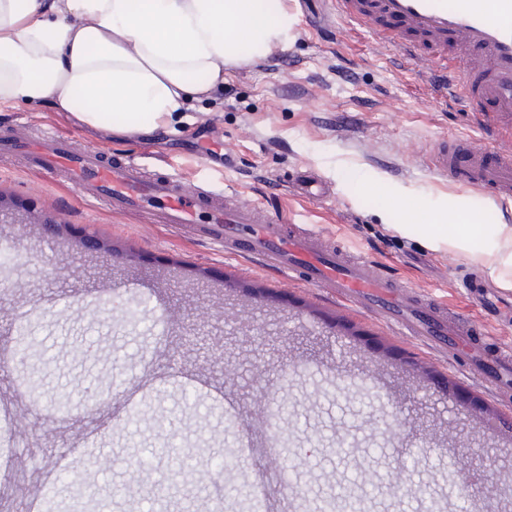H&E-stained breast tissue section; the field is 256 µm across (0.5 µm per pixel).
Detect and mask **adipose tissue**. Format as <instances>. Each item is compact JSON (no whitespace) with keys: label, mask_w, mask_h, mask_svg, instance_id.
<instances>
[{"label":"adipose tissue","mask_w":512,"mask_h":512,"mask_svg":"<svg viewBox=\"0 0 512 512\" xmlns=\"http://www.w3.org/2000/svg\"><path fill=\"white\" fill-rule=\"evenodd\" d=\"M293 26L284 0H0V106L148 134Z\"/></svg>","instance_id":"1"}]
</instances>
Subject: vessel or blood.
I'll return each mask as SVG.
<instances>
[{"mask_svg":"<svg viewBox=\"0 0 512 512\" xmlns=\"http://www.w3.org/2000/svg\"><path fill=\"white\" fill-rule=\"evenodd\" d=\"M336 5L345 19L406 62H434L439 97L486 102L497 122L512 127V0H336ZM18 152L32 169L61 175L86 200L115 212L147 214L179 231L193 228L195 236L223 245L225 253L302 276L437 352L470 353L494 388H512L511 345H497L494 356L485 357L466 333L449 326L444 304L415 301L406 284L384 267L350 258L342 248L324 250L314 233H289L276 214L260 216L247 201L225 206L220 195L188 190L173 179H146L131 159L75 148L72 139L53 131L0 140L1 157ZM430 163L450 181L479 188L497 201L512 200L511 155L457 138L436 144Z\"/></svg>","mask_w":512,"mask_h":512,"instance_id":"obj_1","label":"vessel or blood"}]
</instances>
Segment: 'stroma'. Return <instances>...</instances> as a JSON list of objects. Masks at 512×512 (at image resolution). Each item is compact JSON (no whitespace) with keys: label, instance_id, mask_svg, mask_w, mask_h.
<instances>
[{"label":"stroma","instance_id":"stroma-1","mask_svg":"<svg viewBox=\"0 0 512 512\" xmlns=\"http://www.w3.org/2000/svg\"><path fill=\"white\" fill-rule=\"evenodd\" d=\"M285 4L295 20L288 45L226 68L223 84L164 131L130 141L22 103L0 107V138L49 128L79 148L135 145L139 165L262 203L512 344V278L501 276L487 234L512 225V203L451 184L429 164L434 143L455 132L503 151L512 142L474 130L479 104L436 98L336 0ZM303 170L332 197L290 191L284 175ZM0 196V250L16 257L0 269V426L23 432L0 441V512H41L33 487L54 485L64 469L91 486L86 512H232L243 489L261 492V512H297L301 499L343 492L359 512H461L468 497L512 512L486 485L490 474L512 480V433L491 432L443 387L460 386L497 418L512 415L467 354L441 357L327 289L147 217L88 205L20 162L0 161ZM441 215L483 226L478 252L430 247L420 227ZM43 220L62 224L61 236L42 237ZM86 235L100 248L78 249ZM133 296L149 305L135 328L123 318ZM25 312L53 357L41 390L82 397L76 419L51 417L18 378ZM186 386L197 405L183 403ZM388 403L400 428L383 423ZM133 410L141 422L125 428ZM171 430L196 471L164 454ZM145 448L158 451L155 473L142 469ZM103 452L111 469L98 466ZM227 457L226 475L216 465Z\"/></svg>","mask_w":512,"mask_h":512}]
</instances>
